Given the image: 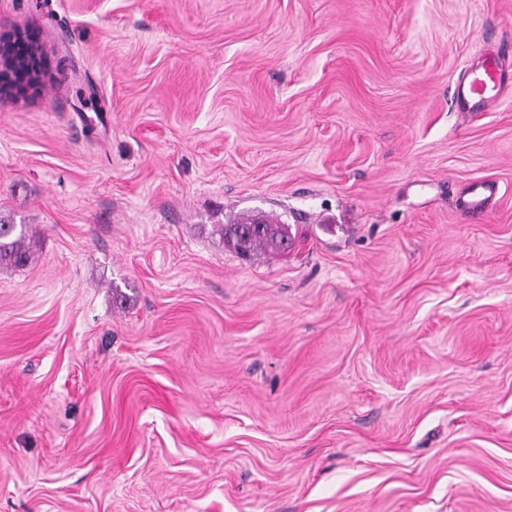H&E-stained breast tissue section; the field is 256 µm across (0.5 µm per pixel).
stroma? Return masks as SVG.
Instances as JSON below:
<instances>
[{"mask_svg":"<svg viewBox=\"0 0 512 512\" xmlns=\"http://www.w3.org/2000/svg\"><path fill=\"white\" fill-rule=\"evenodd\" d=\"M0 512H512V0H0ZM495 186L464 213L467 186ZM288 224L240 258L216 225ZM41 48L35 37L16 30L0 36V96L37 87L43 77ZM512 77L496 60V55L486 53L480 61L466 68L454 87L457 112H477L488 109L510 86ZM26 237L23 224H12L0 218V264L16 267L27 265L30 247L25 243Z\"/></svg>","mask_w":512,"mask_h":512,"instance_id":"1","label":"stroma"}]
</instances>
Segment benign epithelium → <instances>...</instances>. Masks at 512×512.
Segmentation results:
<instances>
[{
  "instance_id": "obj_1",
  "label": "benign epithelium",
  "mask_w": 512,
  "mask_h": 512,
  "mask_svg": "<svg viewBox=\"0 0 512 512\" xmlns=\"http://www.w3.org/2000/svg\"><path fill=\"white\" fill-rule=\"evenodd\" d=\"M43 72L41 48L31 33L16 30L0 36L1 97L37 86Z\"/></svg>"
}]
</instances>
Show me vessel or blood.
Masks as SVG:
<instances>
[{
  "label": "vessel or blood",
  "mask_w": 512,
  "mask_h": 512,
  "mask_svg": "<svg viewBox=\"0 0 512 512\" xmlns=\"http://www.w3.org/2000/svg\"><path fill=\"white\" fill-rule=\"evenodd\" d=\"M511 86L512 74L498 63L495 54H485L458 78L454 87L457 109L476 112L490 108Z\"/></svg>",
  "instance_id": "obj_1"
}]
</instances>
